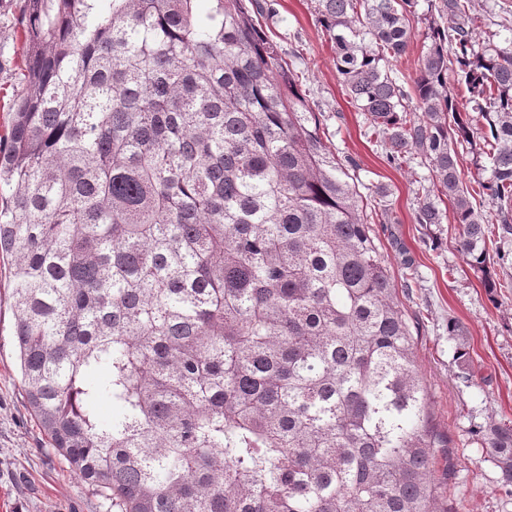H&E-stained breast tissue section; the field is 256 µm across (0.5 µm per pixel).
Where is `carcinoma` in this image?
<instances>
[{
    "label": "carcinoma",
    "instance_id": "obj_1",
    "mask_svg": "<svg viewBox=\"0 0 512 512\" xmlns=\"http://www.w3.org/2000/svg\"><path fill=\"white\" fill-rule=\"evenodd\" d=\"M22 0L26 63L0 145L21 387L52 448L118 512H447L409 324L348 169L254 17L261 0ZM317 0L336 70L393 162L430 172L491 263L456 102L482 114V195L512 235V38L473 0ZM512 483V427L479 431ZM417 6L413 8L415 14L411 15L410 29L411 39L405 55L393 62V69L403 80L408 81L410 77L415 76L417 60L421 52L425 49V33L428 31L427 21L424 19L427 13V0H417ZM474 3L482 16L481 23L477 22L478 28L475 29L476 40L480 42L487 40L491 32H497V36L494 38V41L497 43L502 42L505 37H510V32L505 30V27H499L494 25V23L501 24L500 20H502V17L507 16L503 12L502 8H504L508 10V14L510 13L509 20L510 25H512V0H474ZM481 8H484L486 12L481 10Z\"/></svg>",
    "mask_w": 512,
    "mask_h": 512
}]
</instances>
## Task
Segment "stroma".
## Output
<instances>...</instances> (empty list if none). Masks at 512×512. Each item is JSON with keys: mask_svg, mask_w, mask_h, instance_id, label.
<instances>
[{"mask_svg": "<svg viewBox=\"0 0 512 512\" xmlns=\"http://www.w3.org/2000/svg\"><path fill=\"white\" fill-rule=\"evenodd\" d=\"M260 31L282 50L299 88L320 119V134L340 157L356 162L365 202L388 204L394 224L372 227L415 342L427 388L430 422L445 442L433 449L434 477L448 512H512V485L504 484L477 432L512 424V238L503 261L486 273L470 269L457 248L453 221L418 224V189L429 178L418 160L390 162L368 130L364 113L346 94L333 44L317 20L316 0H266ZM19 0H0V136L11 121L15 74L23 61ZM427 0H417L411 39L393 69L413 77L428 25ZM10 281L0 264V512H113L55 452L21 391L9 306ZM470 353L468 363L457 357Z\"/></svg>", "mask_w": 512, "mask_h": 512, "instance_id": "1", "label": "stroma"}]
</instances>
